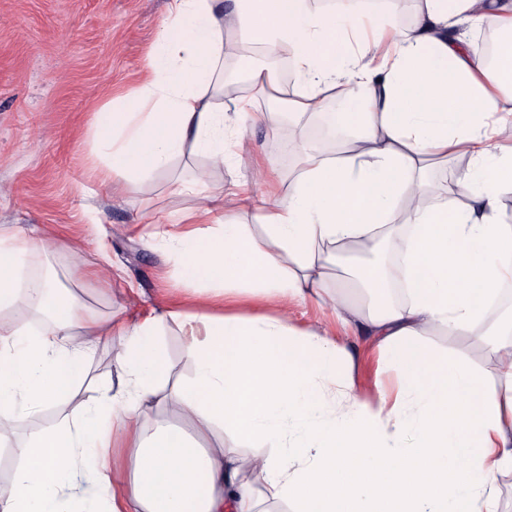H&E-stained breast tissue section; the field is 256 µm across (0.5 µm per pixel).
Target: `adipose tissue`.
Listing matches in <instances>:
<instances>
[{"instance_id":"ef3b65f1","label":"adipose tissue","mask_w":512,"mask_h":512,"mask_svg":"<svg viewBox=\"0 0 512 512\" xmlns=\"http://www.w3.org/2000/svg\"><path fill=\"white\" fill-rule=\"evenodd\" d=\"M485 21L512 33V0H422L399 29L344 0L335 13L310 0H170L146 68L122 107L96 112L100 182L135 188L185 146L207 169L192 228L157 236L182 279L209 299L119 325L98 318L54 280L24 277L27 249L0 242V311L33 309L41 328L0 322V444L16 466L0 512H499L496 483L512 472V317H488L512 280V225L499 201L512 191V36L494 66L470 53L461 27ZM289 49L298 99L263 112L224 100L225 32ZM356 130L346 153L302 149L284 194L253 205L210 177L259 124L322 108ZM468 156L459 208L426 182L432 159ZM257 207L262 234L223 222ZM385 242L403 267L405 303L385 297L377 265L332 281L327 259ZM319 299L345 325L377 339L401 377L396 392L359 400L354 361L328 331H300L285 314L248 311L245 294ZM185 332L192 379L171 391L165 324ZM491 345L497 384L421 345L435 330ZM111 338L114 373L92 401L77 388L94 347ZM345 413L330 410L335 400ZM71 410L9 443L17 419ZM162 410L176 423L146 427Z\"/></svg>"}]
</instances>
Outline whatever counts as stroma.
Listing matches in <instances>:
<instances>
[{
	"label": "stroma",
	"mask_w": 512,
	"mask_h": 512,
	"mask_svg": "<svg viewBox=\"0 0 512 512\" xmlns=\"http://www.w3.org/2000/svg\"><path fill=\"white\" fill-rule=\"evenodd\" d=\"M168 2L0 0V239L48 238L49 249L28 256V270L52 274L58 287L102 316L146 315L193 295L174 262L164 261L147 219L191 213L194 194L172 195L168 184L192 182L207 157L185 151L117 197L93 177L100 164L94 109L135 83ZM342 108L327 98L323 112L294 120L288 138L255 129L233 160L212 171L213 182L251 191L248 169L264 159L277 169L275 189L287 192L300 171L295 144L318 143L324 113ZM426 341L473 369H493L490 349L465 333L439 331ZM345 345L360 399L373 400L380 385L397 387L398 374L385 369L374 337L353 334Z\"/></svg>",
	"instance_id": "1"
}]
</instances>
